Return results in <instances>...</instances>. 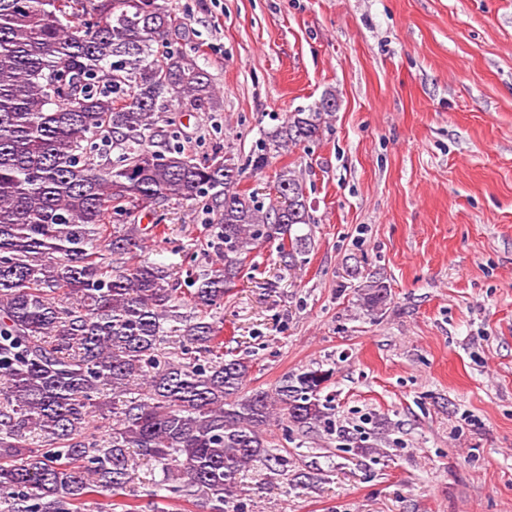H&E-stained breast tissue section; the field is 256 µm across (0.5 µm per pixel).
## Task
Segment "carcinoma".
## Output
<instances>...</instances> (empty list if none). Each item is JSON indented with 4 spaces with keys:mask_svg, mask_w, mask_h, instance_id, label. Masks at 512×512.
I'll return each mask as SVG.
<instances>
[{
    "mask_svg": "<svg viewBox=\"0 0 512 512\" xmlns=\"http://www.w3.org/2000/svg\"><path fill=\"white\" fill-rule=\"evenodd\" d=\"M185 30L157 0H0V503L7 512H80L102 490L116 497L133 454L160 466L158 490H193L207 512H229L257 466L286 467L271 421L306 431L326 423L318 365L270 389L247 388L252 363L224 358V321L206 320L247 260L279 240L291 266L308 249L306 187L277 173L283 210L239 189L233 153L197 162L158 124L179 106H220L198 57L175 46ZM321 99L265 134L251 164L313 141ZM217 212L207 247L223 264L187 275L196 313L184 315L177 266L137 258L170 197ZM388 290L365 282L377 313ZM176 337L181 355L163 347ZM109 421L103 437L92 418Z\"/></svg>",
    "mask_w": 512,
    "mask_h": 512,
    "instance_id": "1",
    "label": "carcinoma"
}]
</instances>
